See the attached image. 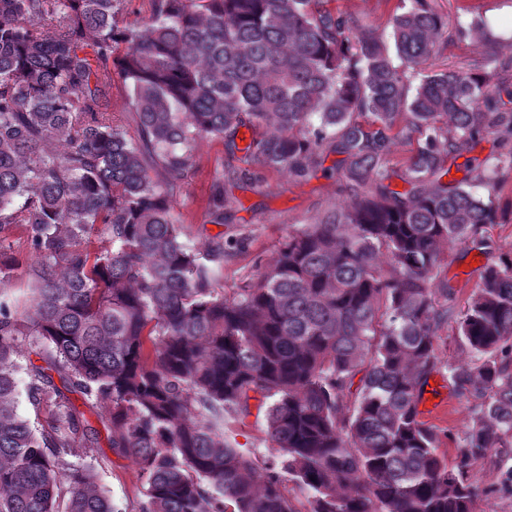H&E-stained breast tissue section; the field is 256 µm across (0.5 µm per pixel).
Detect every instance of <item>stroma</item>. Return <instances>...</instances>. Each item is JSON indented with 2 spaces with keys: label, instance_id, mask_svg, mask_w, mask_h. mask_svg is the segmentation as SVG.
<instances>
[{
  "label": "stroma",
  "instance_id": "obj_1",
  "mask_svg": "<svg viewBox=\"0 0 512 512\" xmlns=\"http://www.w3.org/2000/svg\"><path fill=\"white\" fill-rule=\"evenodd\" d=\"M438 9L447 13L449 26L469 23L481 17L493 41L495 55L500 60L512 58V0H436ZM335 7L364 13L368 24L383 43H390L389 20L399 12L401 0H335ZM250 173V180H242V173ZM223 176L225 187L231 188L239 206L232 222L212 223L209 203L215 176ZM508 220L489 228L490 259L512 252V169L502 168L500 183L494 192ZM350 197L337 178L317 177L297 181L287 175L254 167L243 153H228L224 140L207 137L199 141L195 166L184 180L180 194L173 202L186 227V241L196 248L203 247L219 237L248 234L245 250L224 263L221 286L225 295L253 277L257 259H269L292 229L313 223L324 211L348 203ZM441 276L456 287L455 308H462L475 288L480 270L475 266L476 256L461 245L442 248ZM437 354L444 368L431 378L446 401L444 412L426 416L425 421L442 435L439 452L448 461H455L461 451L466 426L470 419L469 405L454 394L448 364L468 360L469 354L460 348L453 330H445L438 344ZM108 415L106 403L87 408L85 417L99 431V446L95 452L78 453L76 464L93 470L99 485L115 504L118 512H139L143 502V488L137 479V466L132 458L115 454L109 446L104 421ZM224 432L237 447L264 457L268 454L265 417L261 410H253L242 421L225 419ZM508 454H495L474 463L469 472L471 481L487 496L480 504L481 512H512V492L501 485L502 470L511 463Z\"/></svg>",
  "mask_w": 512,
  "mask_h": 512
}]
</instances>
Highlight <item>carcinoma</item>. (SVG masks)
<instances>
[{"mask_svg": "<svg viewBox=\"0 0 512 512\" xmlns=\"http://www.w3.org/2000/svg\"><path fill=\"white\" fill-rule=\"evenodd\" d=\"M328 2L152 0L149 19L122 23L124 0H0V512H117L70 460L99 444L73 393L109 404L141 512H299L290 483L308 512H478L467 473L512 438V254L482 267L455 314L441 244L478 250L503 214L471 191L492 182L483 170L444 177L487 136L512 163V77L491 54L433 68L461 37L488 41L448 28L433 0H403L391 49ZM405 65L428 72L413 84ZM116 75L134 137L108 109ZM243 127L258 168L334 172L351 203L289 234L227 297L224 259L247 238L193 250L173 199L198 140L233 150ZM398 138L417 146L393 165ZM236 203L215 182L212 222ZM452 323L477 360L448 365L471 403L450 466L419 403ZM27 333L43 361L26 365L28 399L54 408L40 429L17 411ZM255 395L263 461L224 435Z\"/></svg>", "mask_w": 512, "mask_h": 512, "instance_id": "1", "label": "carcinoma"}]
</instances>
